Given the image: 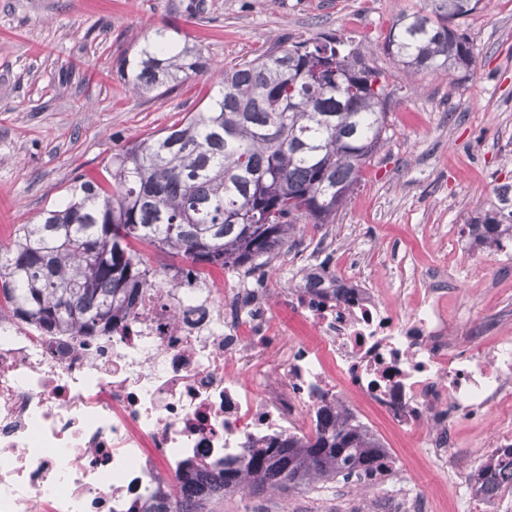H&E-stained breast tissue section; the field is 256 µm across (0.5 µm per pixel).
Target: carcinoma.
<instances>
[{
	"label": "carcinoma",
	"instance_id": "carcinoma-1",
	"mask_svg": "<svg viewBox=\"0 0 512 512\" xmlns=\"http://www.w3.org/2000/svg\"><path fill=\"white\" fill-rule=\"evenodd\" d=\"M401 14L383 50L405 75L443 71L457 85L473 56L453 22L481 0H425ZM207 69L201 50L178 46L158 29L133 62L138 93H151ZM342 36L286 43L224 69L204 112L183 117L109 160L112 188L82 181L70 199L23 224L0 246V316L46 333L112 331L148 277L132 247L146 243L203 270L260 268L299 222L333 224L384 144L390 80ZM470 232L490 241L511 231L486 216ZM382 444L358 424L327 417L307 440L272 442L251 457L249 488H297L354 471H380ZM239 490L231 471L177 476V491L143 512H203Z\"/></svg>",
	"mask_w": 512,
	"mask_h": 512
}]
</instances>
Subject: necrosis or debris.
<instances>
[{
  "label": "necrosis or debris",
  "mask_w": 512,
  "mask_h": 512,
  "mask_svg": "<svg viewBox=\"0 0 512 512\" xmlns=\"http://www.w3.org/2000/svg\"><path fill=\"white\" fill-rule=\"evenodd\" d=\"M363 401L473 508L512 512V335L476 322L454 336L436 281L392 296L353 268L257 288L162 267L108 336L0 317V512H142L175 474L247 475L252 450L311 437L331 410L361 420ZM485 415L489 448L449 464L455 423Z\"/></svg>",
  "instance_id": "obj_1"
}]
</instances>
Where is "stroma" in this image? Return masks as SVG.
I'll return each mask as SVG.
<instances>
[{
    "label": "stroma",
    "instance_id": "stroma-1",
    "mask_svg": "<svg viewBox=\"0 0 512 512\" xmlns=\"http://www.w3.org/2000/svg\"><path fill=\"white\" fill-rule=\"evenodd\" d=\"M0 0V245L44 209L65 199L75 179L106 183L110 156L184 116L204 110L221 71L283 36L335 33L370 41L372 65L394 70L382 49L396 17L422 0ZM473 63L456 87L420 73L389 105L387 140L364 168L335 223L299 224L266 271L279 287L305 261L308 239H323L322 262H349L381 287L400 275L446 281L454 319L512 323V269L484 264L480 297L456 294L464 258L454 243L468 219L512 211V0H482L463 19ZM167 30L199 45L209 70L156 95L135 93L115 63ZM363 415L401 461L399 479L356 492L340 479L305 487L232 492L205 512H377L393 507L399 481L427 495L428 512H471L423 455L372 407Z\"/></svg>",
    "mask_w": 512,
    "mask_h": 512
}]
</instances>
